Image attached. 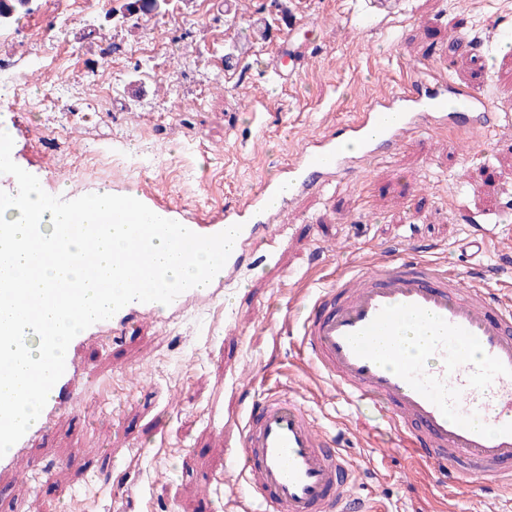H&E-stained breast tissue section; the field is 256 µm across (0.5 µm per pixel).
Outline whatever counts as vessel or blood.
Masks as SVG:
<instances>
[{
	"mask_svg": "<svg viewBox=\"0 0 512 512\" xmlns=\"http://www.w3.org/2000/svg\"><path fill=\"white\" fill-rule=\"evenodd\" d=\"M301 28L289 17L280 40L279 77L299 72L309 61L297 46ZM510 124L512 114L499 111L482 88L454 80L444 66L372 96L339 134L306 141L286 171L225 210L223 224L193 225L200 235L242 227L211 286L238 282L248 256L272 237L296 198L321 192L363 163L392 154L410 135ZM346 140L360 141L362 151L345 150ZM157 309L154 303L131 302L74 341L82 344L103 332L121 337L133 321ZM409 324L434 335L417 360L404 354ZM301 346L338 392L375 405L393 431L408 434L419 455L435 466L441 485L512 486L511 297L468 286L426 259L384 255L321 290L305 307ZM471 347L479 350L478 361L464 357ZM76 377L73 363H66L38 419L0 457L1 471L19 470L30 443L71 408ZM236 430L231 468L262 512H367L353 492L354 464L291 392L253 401Z\"/></svg>",
	"mask_w": 512,
	"mask_h": 512,
	"instance_id": "obj_1",
	"label": "vessel or blood"
}]
</instances>
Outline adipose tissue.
Masks as SVG:
<instances>
[{"instance_id": "obj_1", "label": "adipose tissue", "mask_w": 512, "mask_h": 512, "mask_svg": "<svg viewBox=\"0 0 512 512\" xmlns=\"http://www.w3.org/2000/svg\"><path fill=\"white\" fill-rule=\"evenodd\" d=\"M70 217L68 208L48 205L39 186L20 187L14 203L0 204V280L10 281L17 295L0 294V352L11 332L28 338V365L41 367L54 357L53 349L39 339L37 328L27 326L19 309L20 296L36 291L51 292L61 279L80 280L84 242L70 238L64 247L55 244L58 226ZM38 232L49 243L39 262H31L27 241Z\"/></svg>"}]
</instances>
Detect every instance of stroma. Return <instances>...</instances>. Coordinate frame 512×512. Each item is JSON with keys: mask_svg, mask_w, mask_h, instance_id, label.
Instances as JSON below:
<instances>
[{"mask_svg": "<svg viewBox=\"0 0 512 512\" xmlns=\"http://www.w3.org/2000/svg\"><path fill=\"white\" fill-rule=\"evenodd\" d=\"M125 0H28L0 22V128L13 161L45 192L74 199L151 187L212 224L287 165L304 140L343 127L369 97L427 53L512 103V0H405L367 18L365 0H168L136 31L110 15ZM302 10L315 49L297 80L273 71L281 5ZM478 38L481 56L456 35ZM422 132L396 154L297 198L239 288L137 324L79 355L71 409L27 451L29 471L0 473V512H242L224 428L267 392L291 388L360 469L358 496L378 512H512V491L440 489L409 436L380 409L337 394L299 347L304 302L373 255L444 262L465 281L512 287V240L472 256V223L512 226V133ZM108 482H100V473Z\"/></svg>", "mask_w": 512, "mask_h": 512, "instance_id": "1", "label": "stroma"}]
</instances>
